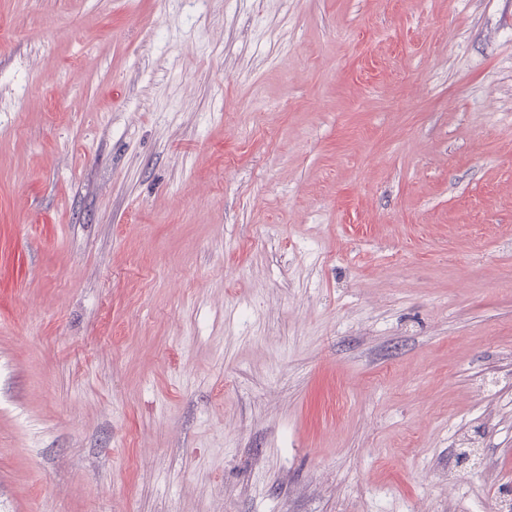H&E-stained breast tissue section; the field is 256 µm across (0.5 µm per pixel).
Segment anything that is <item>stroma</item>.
<instances>
[{
  "label": "stroma",
  "mask_w": 512,
  "mask_h": 512,
  "mask_svg": "<svg viewBox=\"0 0 512 512\" xmlns=\"http://www.w3.org/2000/svg\"><path fill=\"white\" fill-rule=\"evenodd\" d=\"M512 503V0H0V512Z\"/></svg>",
  "instance_id": "stroma-1"
}]
</instances>
